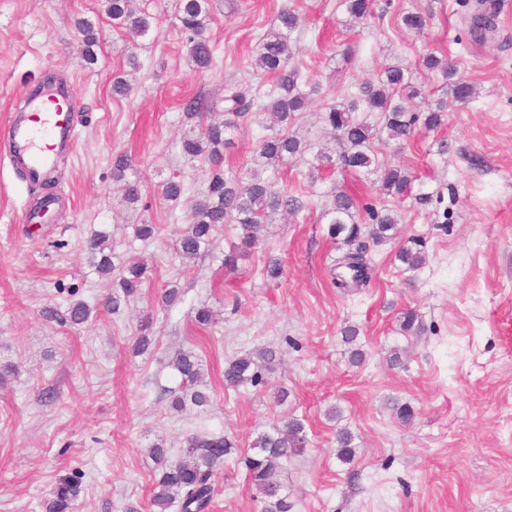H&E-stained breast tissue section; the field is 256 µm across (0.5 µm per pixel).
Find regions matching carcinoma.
<instances>
[{"mask_svg":"<svg viewBox=\"0 0 512 512\" xmlns=\"http://www.w3.org/2000/svg\"><path fill=\"white\" fill-rule=\"evenodd\" d=\"M342 6L357 20L371 14L370 0H342ZM107 10L115 24L138 35L147 34L152 27L149 14L134 10L131 0H107ZM179 21L188 34V51L194 64L201 71L209 70L213 65V49L205 36L210 22L207 0H183ZM278 21L279 26L260 39L255 60L257 68L273 78V85L266 93V104H260L261 96L257 94L249 98L244 92L232 91L224 97V121L213 122L204 118L198 98L191 97L183 103L185 118L193 125L180 141L181 153L190 162L209 165L205 185L192 206L189 222L178 228V253L184 260L194 259L204 252L214 232L226 224L235 226L238 248L245 252L261 244L267 221L273 215L282 212L295 216L308 209V203L302 198L278 185L280 169L308 152L313 153L314 162L304 178L311 189L322 179L323 169L339 162L347 169L377 175L384 191L395 198L408 196L412 176L400 167L379 160L372 147L376 126L356 118L354 113H378L388 139L395 141H407L422 128L435 131L444 123L447 107L444 101L436 102L426 112L410 109L409 101L420 95L413 82V72L407 67L391 65L383 69L377 81L361 86L347 105L331 104L325 108L322 122L330 127L331 140L338 142L341 148L338 157H333L329 144H317L291 132V125L304 111L310 95L317 92V86L307 80L299 64L292 62L290 39L299 27V16L285 8L279 13ZM401 23L405 30L420 34L427 20L418 11H408L402 15ZM418 66L434 73L455 101L463 104L474 97V85L456 78V69L447 59L429 54L421 58ZM255 107L270 113L275 128L259 142L245 177L226 175L222 163L229 140L224 134ZM112 175L123 202L130 207L137 206L142 189L132 160L123 154L115 156ZM357 212L356 199L346 191L337 192L326 212L328 234L347 248L344 256L353 260L351 267L345 269L346 277L360 274L366 285L370 270L366 241L390 238L399 220L386 209L371 213V221L361 223ZM88 250L96 270L109 279L112 288L102 303V310L114 314L139 293L147 267L131 260L120 271H115L110 235L104 231H97L90 237ZM397 257L411 270L425 263V255L418 248L402 249ZM181 296L182 291L177 286L166 288L160 294L158 305L164 310L173 307L181 301ZM44 315L59 324L80 325L88 321L91 309L79 301L62 313L48 308ZM219 316L220 312L202 306L196 309L194 321L201 326H211L218 322ZM275 360L276 351L265 348L225 361L224 387L238 390L263 383L264 372L272 369ZM170 366L180 377V391L172 401L173 408L184 411L209 405L211 396L199 359L191 353L179 352ZM306 445L304 423L296 417L279 421L252 440L244 464L248 482L262 503L261 512H288L290 504L280 473L284 462L303 453ZM234 448L236 444L222 435L193 434L186 438L185 448L179 455L171 458L163 442L154 443L148 448V455L159 466V473L150 498L152 512H212L217 470ZM356 453L352 434L341 429L336 431L337 458L348 463ZM82 492L79 477L59 478L49 497L43 500V512H73Z\"/></svg>","mask_w":512,"mask_h":512,"instance_id":"carcinoma-1","label":"carcinoma"}]
</instances>
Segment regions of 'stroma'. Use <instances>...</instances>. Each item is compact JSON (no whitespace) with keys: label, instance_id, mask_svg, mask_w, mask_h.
<instances>
[{"label":"stroma","instance_id":"obj_1","mask_svg":"<svg viewBox=\"0 0 512 512\" xmlns=\"http://www.w3.org/2000/svg\"><path fill=\"white\" fill-rule=\"evenodd\" d=\"M476 2L373 0L371 16L356 24L341 0H210L214 65L202 72L187 53L180 0H135L153 18L137 39L113 26L105 0H0V124L34 86L63 79L79 122L73 151L56 167L57 204L34 224L21 221L33 208L31 186L0 140V366L17 369L0 382V512H42L55 481L74 472L83 487L76 512L148 506L156 474L148 446L161 438L175 454L202 433L237 444L218 471L217 512H260L243 456L258 432L287 415L302 419L308 439L283 473L290 512H512V0H487L496 29L482 42L470 31ZM285 8L301 19L294 59L319 86L296 123L309 139L323 138L326 105L348 101L386 64L444 56L476 94L449 101L435 131L400 143L374 139L380 157L413 175L410 197L392 198L377 176L340 166L311 187L305 161L295 160L278 184L306 196L308 210L268 225L263 243L234 266L224 264L238 243L229 224L208 254L184 261L176 228L206 165L181 153L182 103L202 97L220 116L228 87L269 86L271 76L255 67L258 39ZM406 10L426 15L423 34L402 29ZM81 20L99 36L91 62L79 47ZM123 73L131 90L117 96L112 81ZM268 122L255 111L229 131L224 170L248 168ZM440 139L447 155L437 153ZM119 154L138 164L143 199L133 209L112 179ZM171 178L186 188L177 202L161 194ZM338 189L359 206L401 216L395 238L368 247L369 285L343 291L331 284L340 252L325 216ZM143 222L160 225L157 239L134 240L132 227ZM98 229L110 231L116 259L146 260L140 298L118 315L95 308L74 327L46 321L43 308L78 300L95 307L105 294L85 250ZM415 239L426 262L409 270L396 254ZM271 257L283 263L276 281L264 275ZM171 282L184 298L164 311L156 298ZM204 305L220 311L219 323L194 322ZM411 309L421 332L401 327ZM147 315L155 344L138 356L132 346ZM349 325L365 354L358 366L342 339ZM266 346L281 351L266 385L225 388V361ZM394 347L402 351L397 366L386 361ZM180 348L204 365L207 410L175 414L161 393L174 384L167 362ZM46 390L54 401H44ZM397 401L413 406L411 423L394 415ZM333 406L342 411L336 422L326 417ZM341 427L358 447L347 465L336 458Z\"/></svg>","mask_w":512,"mask_h":512}]
</instances>
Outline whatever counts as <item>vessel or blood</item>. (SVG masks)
Instances as JSON below:
<instances>
[{"mask_svg":"<svg viewBox=\"0 0 512 512\" xmlns=\"http://www.w3.org/2000/svg\"><path fill=\"white\" fill-rule=\"evenodd\" d=\"M76 128L71 92L46 91L9 117L0 139L8 142L13 164L35 185L55 168L60 151L74 146Z\"/></svg>","mask_w":512,"mask_h":512,"instance_id":"obj_1","label":"vessel or blood"}]
</instances>
